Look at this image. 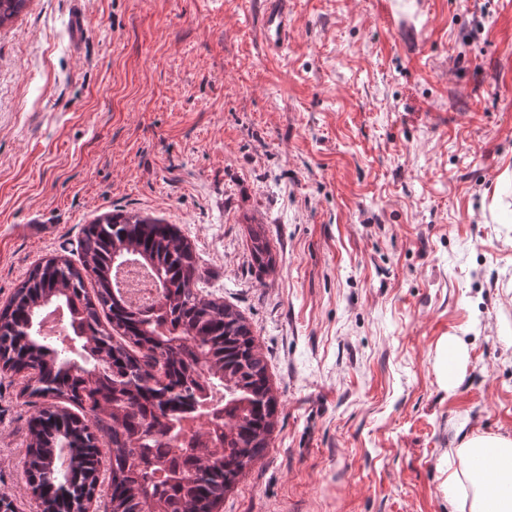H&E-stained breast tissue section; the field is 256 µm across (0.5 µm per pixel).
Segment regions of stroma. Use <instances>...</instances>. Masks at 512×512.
<instances>
[{"instance_id":"stroma-1","label":"stroma","mask_w":512,"mask_h":512,"mask_svg":"<svg viewBox=\"0 0 512 512\" xmlns=\"http://www.w3.org/2000/svg\"><path fill=\"white\" fill-rule=\"evenodd\" d=\"M393 2L290 0L279 52L260 0H83L78 44L71 0L0 27V305L97 215L177 225L279 401L218 512H448L462 429L512 436V0ZM22 387L0 373V496L36 512ZM250 242V253L255 267L259 271L272 270L276 265V256L272 252L265 232L261 228L253 230ZM462 360V345L455 337H448L440 346L437 357V369L446 387L452 388L457 384Z\"/></svg>"}]
</instances>
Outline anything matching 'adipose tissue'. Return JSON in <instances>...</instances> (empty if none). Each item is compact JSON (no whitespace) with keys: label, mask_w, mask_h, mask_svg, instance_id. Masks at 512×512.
Returning <instances> with one entry per match:
<instances>
[{"label":"adipose tissue","mask_w":512,"mask_h":512,"mask_svg":"<svg viewBox=\"0 0 512 512\" xmlns=\"http://www.w3.org/2000/svg\"><path fill=\"white\" fill-rule=\"evenodd\" d=\"M449 512H512V437L472 431L448 452Z\"/></svg>","instance_id":"ef3b65f1"}]
</instances>
